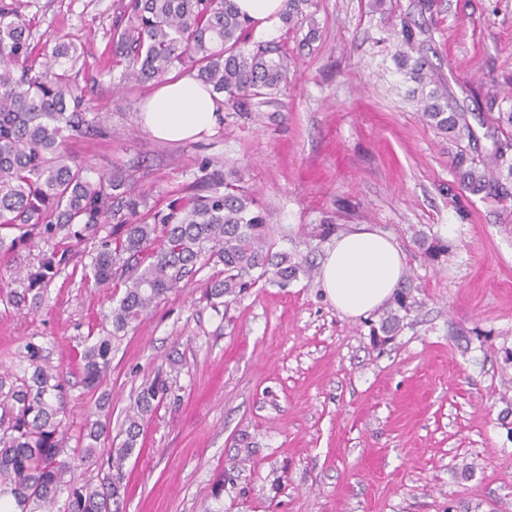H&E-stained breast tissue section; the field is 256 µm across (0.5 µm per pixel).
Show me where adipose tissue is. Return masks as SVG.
<instances>
[{
	"label": "adipose tissue",
	"instance_id": "adipose-tissue-1",
	"mask_svg": "<svg viewBox=\"0 0 512 512\" xmlns=\"http://www.w3.org/2000/svg\"><path fill=\"white\" fill-rule=\"evenodd\" d=\"M222 118L221 99L190 74L167 77L139 112L155 137L174 142L212 134ZM404 270V254L392 239L364 226L337 237L322 264L321 284L338 312L358 318L390 301Z\"/></svg>",
	"mask_w": 512,
	"mask_h": 512
}]
</instances>
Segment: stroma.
Returning <instances> with one entry per match:
<instances>
[{"mask_svg":"<svg viewBox=\"0 0 512 512\" xmlns=\"http://www.w3.org/2000/svg\"><path fill=\"white\" fill-rule=\"evenodd\" d=\"M315 0L316 37L278 27L297 68L277 102L225 112L194 142L159 140L139 122L152 84L112 64L121 0H18L37 45L82 51L73 75L93 127L70 152L99 171L139 167L136 185L165 207L204 171L235 168L273 231L277 252L312 270L206 296L204 266L112 341V367L88 390L78 372L87 338L104 336L121 294L83 277L94 242L57 232L0 252V370L20 369L27 342L66 381L63 445L105 400L113 432L156 374L167 397L126 461V512H512V199L457 188L456 147L424 122L399 73L391 11L423 17L429 62L460 105L485 93L512 108V0ZM369 224L405 255L414 300L401 328L374 344L386 309L352 319L314 272L336 236ZM68 261L29 287L45 254ZM24 302L8 303L10 291ZM221 496H213L216 481Z\"/></svg>","mask_w":512,"mask_h":512,"instance_id":"obj_1","label":"stroma"}]
</instances>
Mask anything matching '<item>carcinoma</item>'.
<instances>
[{"instance_id": "carcinoma-1", "label": "carcinoma", "mask_w": 512, "mask_h": 512, "mask_svg": "<svg viewBox=\"0 0 512 512\" xmlns=\"http://www.w3.org/2000/svg\"><path fill=\"white\" fill-rule=\"evenodd\" d=\"M314 0H286L281 21L291 32L309 23ZM251 23L234 0H124L112 34V54L123 76L138 83L161 82L170 73L193 72L217 94L224 107L246 112L268 103L288 84L295 63L287 44L249 47ZM399 44L398 68L417 84L412 97L421 117L455 143L460 189L486 198L512 197V108L479 119L483 134L468 114L448 104V86L423 55L429 30L408 17L387 22ZM30 31L15 0H0V250L48 238L61 229L112 231L100 238L90 263L94 282L118 281L123 296L109 317L112 333L84 347L80 372L85 386L98 387L111 369L112 338L147 315L180 283L212 263L223 277L210 280L211 298L232 297L271 278L282 283L300 266L274 251L266 216L252 192L219 174L200 180L199 192L177 196L167 211L148 206L134 190L140 169L130 167L92 176L95 164L75 160L67 148L70 131L85 125L83 90L72 70L77 48L60 43L35 51ZM492 140L482 153L481 138ZM67 262L51 254L41 269L27 274L30 287ZM400 324L391 311L382 320L386 342ZM28 367L0 371V499L10 497L13 512H123V467L140 436V420L163 400L167 388L154 380L139 391L133 414L125 420L119 446L100 454L110 440V418L87 421L77 456L62 448L64 381L38 345L25 344ZM108 466L99 483L82 481L75 470Z\"/></svg>"}]
</instances>
